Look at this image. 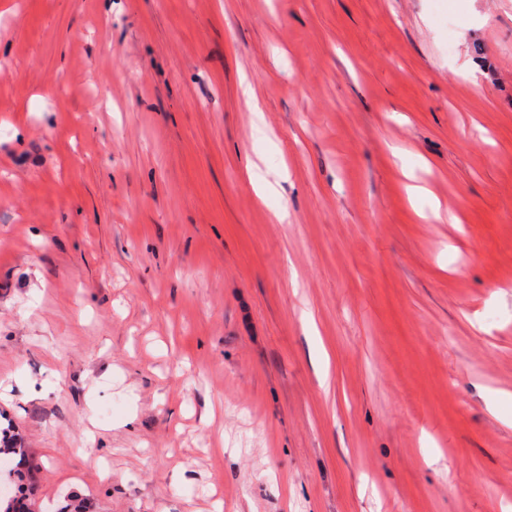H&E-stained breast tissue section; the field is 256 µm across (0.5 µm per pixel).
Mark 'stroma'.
Returning a JSON list of instances; mask_svg holds the SVG:
<instances>
[{"mask_svg":"<svg viewBox=\"0 0 512 512\" xmlns=\"http://www.w3.org/2000/svg\"><path fill=\"white\" fill-rule=\"evenodd\" d=\"M0 423L36 512H512V0H0ZM241 95L250 107V112L253 114L251 122L252 135L256 138H267L269 129L265 123L262 110L257 103L255 89L251 81L244 78L240 84ZM248 177L252 184L259 190V197L263 200L267 195H271L277 191V181L272 176V173L263 170L261 167L254 165L248 171Z\"/></svg>","mask_w":512,"mask_h":512,"instance_id":"1","label":"stroma"}]
</instances>
